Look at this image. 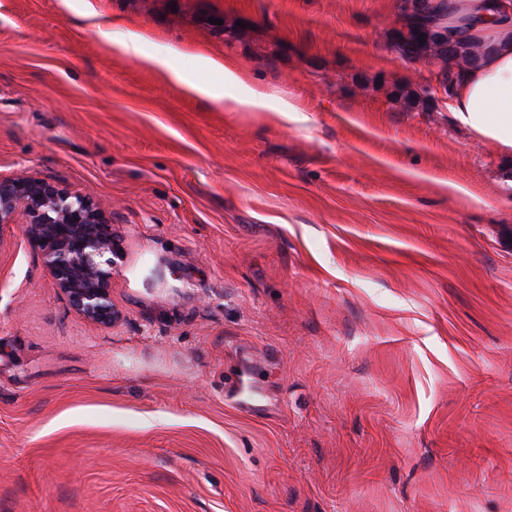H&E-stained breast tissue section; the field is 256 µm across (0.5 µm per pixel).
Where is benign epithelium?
Returning <instances> with one entry per match:
<instances>
[{"mask_svg": "<svg viewBox=\"0 0 512 512\" xmlns=\"http://www.w3.org/2000/svg\"><path fill=\"white\" fill-rule=\"evenodd\" d=\"M11 224L23 227L76 315L106 327L117 322L111 288L116 243L91 197L37 177H0V228Z\"/></svg>", "mask_w": 512, "mask_h": 512, "instance_id": "benign-epithelium-1", "label": "benign epithelium"}]
</instances>
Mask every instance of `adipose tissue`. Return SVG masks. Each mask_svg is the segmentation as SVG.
Returning a JSON list of instances; mask_svg holds the SVG:
<instances>
[{
	"label": "adipose tissue",
	"mask_w": 512,
	"mask_h": 512,
	"mask_svg": "<svg viewBox=\"0 0 512 512\" xmlns=\"http://www.w3.org/2000/svg\"><path fill=\"white\" fill-rule=\"evenodd\" d=\"M430 25L456 46H481L477 63L457 64L448 110L458 124L512 154V0H448L447 16Z\"/></svg>",
	"instance_id": "obj_1"
}]
</instances>
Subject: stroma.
Wrapping results in <instances>:
<instances>
[{"instance_id": "stroma-1", "label": "stroma", "mask_w": 512, "mask_h": 512, "mask_svg": "<svg viewBox=\"0 0 512 512\" xmlns=\"http://www.w3.org/2000/svg\"><path fill=\"white\" fill-rule=\"evenodd\" d=\"M400 4L0 0V177L98 203L122 315L0 228V512H512V155ZM107 23L112 27V34L119 37L118 42L128 55L141 58L153 66L169 70L173 77L183 85L213 102L224 100L223 91H217L209 84L192 82L180 72L172 69L168 56L145 54L142 48L145 38L139 33L126 31L118 18H109ZM414 37V28L410 25L407 35L401 34L396 36L394 34L392 47L401 56L410 60L421 59L422 56L428 53L432 54L438 47L435 43H431V50L428 53H424L417 46Z\"/></svg>"}]
</instances>
